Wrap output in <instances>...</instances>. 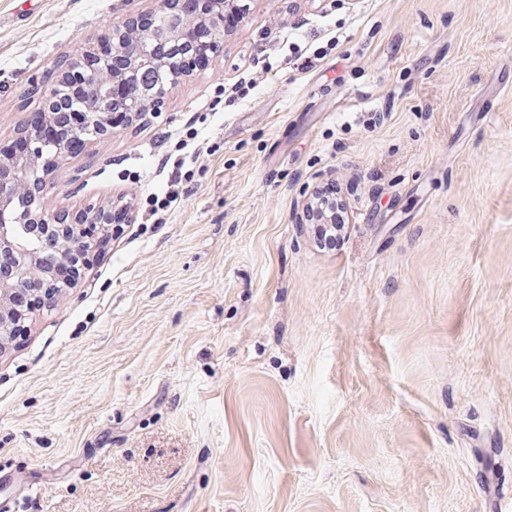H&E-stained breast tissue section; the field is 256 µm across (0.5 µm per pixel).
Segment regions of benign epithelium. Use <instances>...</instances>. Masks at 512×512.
<instances>
[{
  "instance_id": "7a95c632",
  "label": "benign epithelium",
  "mask_w": 512,
  "mask_h": 512,
  "mask_svg": "<svg viewBox=\"0 0 512 512\" xmlns=\"http://www.w3.org/2000/svg\"><path fill=\"white\" fill-rule=\"evenodd\" d=\"M203 11L197 13L187 0H156L151 15L169 13L180 20V26L171 32L168 40L178 42L191 34L223 44L226 33L225 17L230 10H240L239 0H205ZM153 28L139 27L136 17H130L124 26L112 31L108 44L124 57V64L114 68L102 60L84 70L82 99L84 121L62 138L46 145L29 125L19 129L27 144L22 156L0 151V350L27 328L32 310L20 305V299L37 298L44 309L51 308L63 289L74 285L82 270L92 264L98 251L118 231L109 215L112 207H100L90 213L71 218L48 210L43 200L46 179L59 163L72 154L75 143L88 146L103 141L112 134V108L92 94L99 83L120 86L127 94L131 119L135 120L157 108L165 97L160 92L145 95L137 86L135 77L143 68L168 69L172 82L186 76V71L174 65L166 56L163 44L153 43ZM79 59H64L57 66L55 81L47 88L39 83L32 90L43 93L44 120L51 122L56 113L57 87L67 84ZM316 212L318 223L336 228L335 208L316 201L311 194L303 204V214ZM26 226L35 247L19 244L15 238V224Z\"/></svg>"
}]
</instances>
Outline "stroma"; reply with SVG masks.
<instances>
[{
  "label": "stroma",
  "instance_id": "35a3bbf8",
  "mask_svg": "<svg viewBox=\"0 0 512 512\" xmlns=\"http://www.w3.org/2000/svg\"><path fill=\"white\" fill-rule=\"evenodd\" d=\"M153 7L0 0V148L62 55ZM316 50L321 65L295 69ZM508 82L512 0H247L159 114L46 181L51 210L120 198L129 220L0 354V499L512 508ZM180 148L187 192L158 221ZM329 181L345 228L324 245L298 216Z\"/></svg>",
  "mask_w": 512,
  "mask_h": 512
}]
</instances>
